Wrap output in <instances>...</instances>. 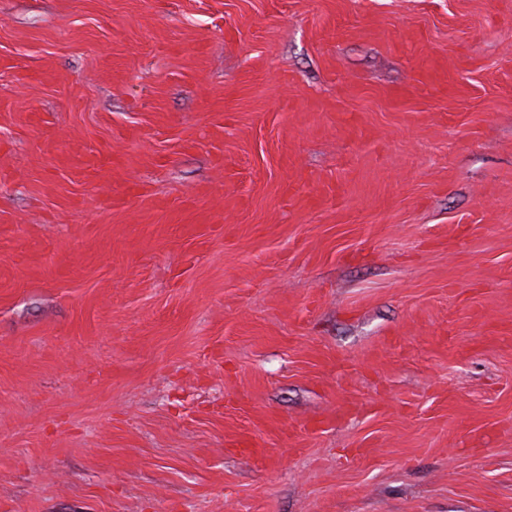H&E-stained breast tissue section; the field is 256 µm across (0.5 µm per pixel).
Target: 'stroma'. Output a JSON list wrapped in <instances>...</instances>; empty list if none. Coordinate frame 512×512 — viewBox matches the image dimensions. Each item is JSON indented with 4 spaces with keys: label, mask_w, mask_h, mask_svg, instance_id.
<instances>
[{
    "label": "stroma",
    "mask_w": 512,
    "mask_h": 512,
    "mask_svg": "<svg viewBox=\"0 0 512 512\" xmlns=\"http://www.w3.org/2000/svg\"><path fill=\"white\" fill-rule=\"evenodd\" d=\"M0 512H512V0H0Z\"/></svg>",
    "instance_id": "35a3bbf8"
}]
</instances>
